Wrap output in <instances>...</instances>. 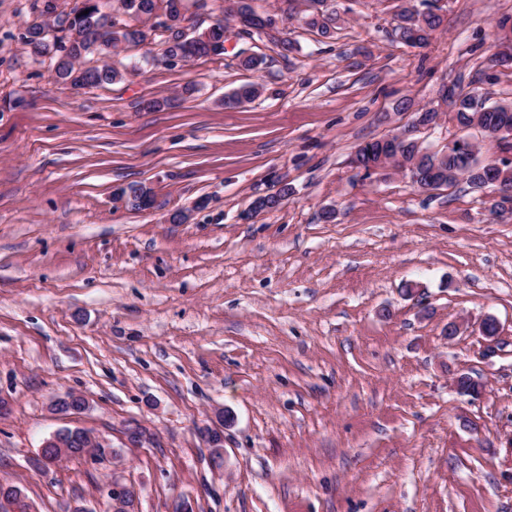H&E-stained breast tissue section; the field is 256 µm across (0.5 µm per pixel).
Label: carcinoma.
Returning a JSON list of instances; mask_svg holds the SVG:
<instances>
[{"instance_id": "obj_1", "label": "carcinoma", "mask_w": 512, "mask_h": 512, "mask_svg": "<svg viewBox=\"0 0 512 512\" xmlns=\"http://www.w3.org/2000/svg\"><path fill=\"white\" fill-rule=\"evenodd\" d=\"M158 0H120L122 14L129 20L118 22L107 20V13L102 10L100 0H74L73 6L66 13H61L52 21H47L43 10L44 0H31L30 13L33 19L26 27L23 40L28 52L35 59L43 62L50 60V66L57 80L78 88L98 87L121 80L127 69H119L108 63L97 66H84L89 56L110 58L122 44H140L150 36V29L136 24L143 17L154 14ZM236 18L243 22L247 33H262L267 18L256 14L247 0H237ZM399 19L402 30L401 40L414 47L429 43L432 33L443 24L440 14L430 9L418 13L405 6H400ZM338 16L324 9V0H310L309 9L303 22L328 35L334 28ZM167 33L164 44V56L175 58L188 56L193 59L206 58L224 53V23L217 22L199 33V39L189 46L182 40V31L173 26L164 27ZM260 93L254 84L241 87L224 100L227 106H234L250 101ZM474 94L459 93L449 99L450 111L456 113L458 124L469 130L474 124L482 127L512 126V102L502 101L491 105L484 104L477 108L473 105ZM388 150L387 144L380 139L370 140L358 146L354 159L367 165L380 161V155ZM405 159L412 166V171L419 181L428 179L444 180L457 172H468L466 184L476 189L480 182H501L512 185V165L495 158L478 161L466 149L457 146L448 149V154L441 161L442 173H432V156L425 147L408 141L404 143ZM128 204L134 209L150 206L147 189L135 185L123 191ZM67 451L80 455L90 442L89 433L79 429L69 431L64 437Z\"/></svg>"}]
</instances>
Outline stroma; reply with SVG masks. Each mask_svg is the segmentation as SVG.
I'll return each instance as SVG.
<instances>
[{
	"instance_id": "1",
	"label": "stroma",
	"mask_w": 512,
	"mask_h": 512,
	"mask_svg": "<svg viewBox=\"0 0 512 512\" xmlns=\"http://www.w3.org/2000/svg\"><path fill=\"white\" fill-rule=\"evenodd\" d=\"M402 2L444 16L426 46L395 37ZM28 4L0 0V484L33 512H108L115 483L135 512H512V209L350 166L443 86L512 100L511 66L474 81L512 0H328L329 37L302 0H250L292 50L231 25L222 55L174 63L158 32L89 89L28 54ZM67 393L87 408L57 415ZM63 428L110 453L36 469Z\"/></svg>"
}]
</instances>
